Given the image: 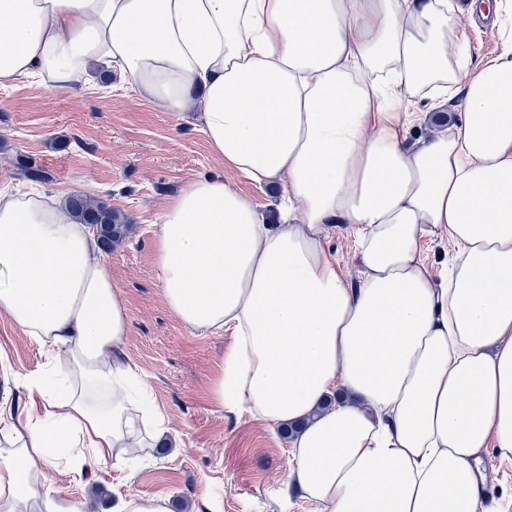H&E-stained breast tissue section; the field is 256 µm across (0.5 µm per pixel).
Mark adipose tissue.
<instances>
[{
    "instance_id": "1",
    "label": "adipose tissue",
    "mask_w": 512,
    "mask_h": 512,
    "mask_svg": "<svg viewBox=\"0 0 512 512\" xmlns=\"http://www.w3.org/2000/svg\"><path fill=\"white\" fill-rule=\"evenodd\" d=\"M454 0H0V87L72 90L109 63L151 106L201 115L227 172L277 186L270 220L223 177L155 223L168 308L230 332L220 408L294 426L288 481L319 512H495L480 468L512 457V0L472 64ZM459 100L408 139L405 111ZM354 233L348 280L327 247ZM448 241L433 273L427 243ZM0 315L58 373L0 402V512H84L38 475L104 466L164 432L133 413L125 298L63 197L0 188Z\"/></svg>"
}]
</instances>
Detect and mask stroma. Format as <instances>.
I'll use <instances>...</instances> for the list:
<instances>
[{
    "label": "stroma",
    "instance_id": "stroma-1",
    "mask_svg": "<svg viewBox=\"0 0 512 512\" xmlns=\"http://www.w3.org/2000/svg\"><path fill=\"white\" fill-rule=\"evenodd\" d=\"M473 62L500 49L494 32L473 24L471 0H456ZM25 155L50 178H21ZM0 172L20 191L81 194L104 201L132 230L102 252L126 300V357L141 369L143 389L167 421L162 446H151L95 471L98 485L142 496H166L172 512H318L287 486L288 439L248 413L217 407L211 387L228 334H198L164 303L154 265V223L188 181L223 174L197 113L179 117L149 107L111 67L97 64L76 91L41 77L0 88ZM0 355L15 371H47L37 342L0 316Z\"/></svg>",
    "mask_w": 512,
    "mask_h": 512
}]
</instances>
